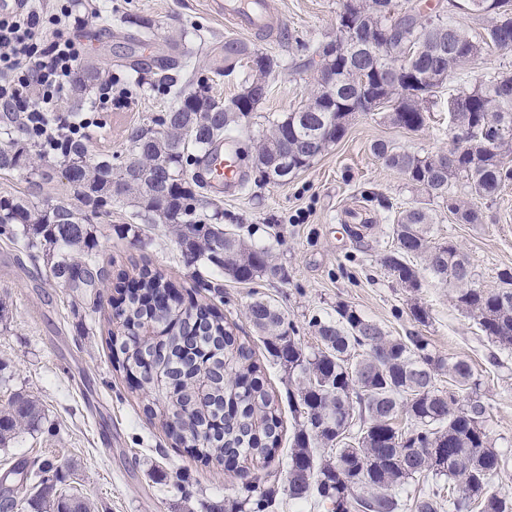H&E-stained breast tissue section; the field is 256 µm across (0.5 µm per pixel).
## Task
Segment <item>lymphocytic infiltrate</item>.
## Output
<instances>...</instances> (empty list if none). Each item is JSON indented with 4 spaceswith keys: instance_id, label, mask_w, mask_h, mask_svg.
<instances>
[{
    "instance_id": "f902f5d3",
    "label": "lymphocytic infiltrate",
    "mask_w": 512,
    "mask_h": 512,
    "mask_svg": "<svg viewBox=\"0 0 512 512\" xmlns=\"http://www.w3.org/2000/svg\"><path fill=\"white\" fill-rule=\"evenodd\" d=\"M96 12V0H84L79 10L65 0L50 14L23 0L0 13V112L22 113L27 132L46 155L63 152L68 140L85 137L95 124L89 117L71 121L59 104L84 55L69 31Z\"/></svg>"
}]
</instances>
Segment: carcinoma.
Wrapping results in <instances>:
<instances>
[{"instance_id":"obj_1","label":"carcinoma","mask_w":512,"mask_h":512,"mask_svg":"<svg viewBox=\"0 0 512 512\" xmlns=\"http://www.w3.org/2000/svg\"><path fill=\"white\" fill-rule=\"evenodd\" d=\"M450 4L489 17L490 26L475 37L432 5L400 7L395 0H371L366 14L351 24L382 25L387 30L385 43L351 61L333 59L334 92L313 93L304 107L270 120V130L258 141L256 161L274 165L283 141L296 143L321 131L328 133V145L339 141L347 126L341 106L361 98L354 78V67L361 64L374 62L392 69L411 60L422 96L407 111L385 112L383 118L407 131L425 126V103L434 89L428 76L436 72L441 56L452 54L469 62L492 48L512 50V0ZM349 28L339 18L335 38L314 48L306 65L324 62ZM175 51L159 65V81L173 105L153 125L131 131L123 163L114 166L108 158L96 159L83 140L75 139L62 154L68 164L63 177L74 196L58 193L40 206L27 196H0V235L42 260L47 280L74 292V307L87 291L106 287L97 265L100 229L94 218L118 204L129 207L134 220L122 225L121 237L139 242V224H163L189 267H216L240 283L282 272L270 248L200 218L197 211L204 200L187 187L186 164H204L214 142L233 137L265 96L242 91L236 99L247 102V111L226 112L223 101L188 92L170 75L172 70L188 73L193 67V50L180 42ZM259 55L272 70L280 67L278 58L226 40L223 64L216 71L230 73L238 63ZM102 77L95 64L78 66L70 86L76 110L82 109ZM457 98L465 101L486 146L475 149L468 136L453 132L450 153L457 156L455 168H439L435 153L411 152L385 140L375 141L371 151L409 183L441 200L457 223L480 224V210L459 199L453 187L460 181L472 198L492 201L512 182V70L466 88ZM52 169L25 129L0 128V172H24L39 188L52 180ZM432 224V209L427 206L398 212L389 227L394 246L379 254L380 262L412 290L421 287L423 270L447 284L458 309L470 317L479 315L483 335L500 349L512 351V271L502 270L498 287H482L454 243L431 238ZM415 258L423 268L413 263ZM134 282L138 287L120 293L122 305L113 313L110 340L123 355L118 368L143 369L139 390L146 414L160 415L176 447L187 445L195 431L207 429L196 454L206 464L223 465L239 457L264 464L274 461L281 444L280 404L265 386L250 344L207 303L192 299L187 305L167 304L166 294L177 285L163 273L143 268ZM198 311L208 318L204 344L197 350L211 366L206 396L199 401V381L186 378L181 397L172 401L158 377L191 359L178 344ZM246 316L269 357L295 385L288 390V408L295 416L286 476L290 497L313 496L326 512H397L399 496L410 482L444 479L448 495H442L439 485L423 492L413 499L414 512H512V499L492 490L502 459L484 425L487 408L472 399L480 383L466 359L433 353L428 340L417 333L389 336L345 304L336 306V316L311 321L314 347L306 345L284 314L262 297L250 302ZM158 342L174 348V359L163 365L150 360ZM442 374L450 380L446 389L437 384ZM43 419L37 398L16 394L8 407L0 409V446L22 431L38 430ZM5 477L13 487L1 490L0 499L13 512L23 504L29 512H93L89 500L60 487L62 478L48 461L14 466ZM271 497L260 482L249 483L230 512H266Z\"/></svg>"}]
</instances>
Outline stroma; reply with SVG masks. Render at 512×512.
<instances>
[{
	"label": "stroma",
	"instance_id": "obj_1",
	"mask_svg": "<svg viewBox=\"0 0 512 512\" xmlns=\"http://www.w3.org/2000/svg\"><path fill=\"white\" fill-rule=\"evenodd\" d=\"M278 27L257 37L224 22L223 0H100L101 15L78 29L86 55L110 74L124 97L101 104L90 154L120 164L128 135L168 111L172 99L157 83V61L168 53V38L199 35L190 91L227 99L240 92L247 68L216 74L210 47L237 39L282 60L271 77V91L236 133L247 181L241 194L207 196L206 217L218 219L253 244L272 249L282 267L274 279L239 283L223 271L194 269L181 258L175 237L162 225H143L142 242L118 237L116 227L129 215L116 210L100 218L98 263L110 279L135 274L149 265L162 271L183 293L196 279L218 284L207 298L235 325L238 336L253 330L245 310L254 295L271 300L292 323L306 345H314L309 322L334 314L346 304L380 324L389 334L425 336L433 352L465 357L480 381L477 396L487 407L486 426L503 457L494 488L512 497V355L501 353L475 321L458 310L452 291L430 275L422 286L404 288L378 261L391 248L388 226L398 212L426 201L425 192L373 155L378 140L417 153L447 148L448 100L465 85L487 82L512 69V50L494 51L451 75L429 104V119L416 132L385 123L378 114H361L345 136L308 167L284 183L260 181L253 143L271 119L296 110L314 86L313 71L303 70L310 50L336 32L343 0H274ZM152 27L140 41L127 36L132 20ZM479 224H460L445 205L431 203L432 235L456 243L467 255L479 283L496 287L499 271L512 269V185L496 200L478 201ZM363 224L374 230L364 240L352 231ZM111 290L73 308L66 289L45 283L37 263L0 235V407L13 394L37 398L45 419L41 431L19 434L0 447V474L22 461H49L58 467L62 485L89 498L97 512H207L209 506L235 499L243 484L260 479L278 489L274 512H322L312 499L289 498L285 480L288 449L280 447L269 467L247 462L238 475L217 464L192 458L174 447L158 417L144 411L142 394L117 370L109 341ZM429 312L421 325L410 315L413 302Z\"/></svg>",
	"mask_w": 512,
	"mask_h": 512
}]
</instances>
